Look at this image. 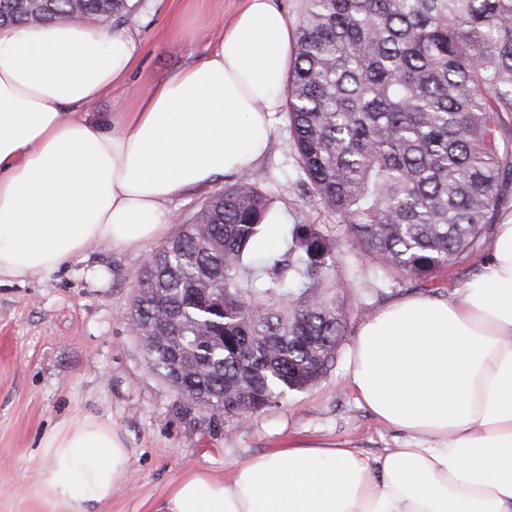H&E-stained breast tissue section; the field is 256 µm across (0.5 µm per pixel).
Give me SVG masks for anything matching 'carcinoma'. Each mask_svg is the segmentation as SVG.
I'll return each mask as SVG.
<instances>
[{"label":"carcinoma","instance_id":"cac0c4a2","mask_svg":"<svg viewBox=\"0 0 512 512\" xmlns=\"http://www.w3.org/2000/svg\"><path fill=\"white\" fill-rule=\"evenodd\" d=\"M131 0H0V25L126 22ZM304 182L362 261L442 287L512 202V0H305L288 82ZM257 183L211 196L137 276L150 370L244 423L336 367L350 306L319 224L275 230Z\"/></svg>","mask_w":512,"mask_h":512}]
</instances>
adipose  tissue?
<instances>
[{
	"label": "adipose tissue",
	"instance_id": "obj_1",
	"mask_svg": "<svg viewBox=\"0 0 512 512\" xmlns=\"http://www.w3.org/2000/svg\"><path fill=\"white\" fill-rule=\"evenodd\" d=\"M291 41L270 0H246L200 58L98 118L135 65L131 35L0 26V283L57 272L93 242L155 238L168 201L248 168L268 146ZM488 254L447 297L400 298L357 331L347 382L401 447L263 454L224 482L188 476L166 512H512L511 211ZM41 449L39 494L62 512H94L127 469L118 435L90 418Z\"/></svg>",
	"mask_w": 512,
	"mask_h": 512
}]
</instances>
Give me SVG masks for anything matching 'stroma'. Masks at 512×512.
Here are the masks:
<instances>
[{
  "instance_id": "obj_1",
  "label": "stroma",
  "mask_w": 512,
  "mask_h": 512,
  "mask_svg": "<svg viewBox=\"0 0 512 512\" xmlns=\"http://www.w3.org/2000/svg\"><path fill=\"white\" fill-rule=\"evenodd\" d=\"M242 6L243 0H141L123 25L137 42L135 68L94 111L104 117L120 111L147 85L192 63ZM287 112L283 106L272 113L269 149L252 168L174 198L167 204L171 214L190 218L211 195L247 181L270 193L288 223L318 224L335 236V217L297 174ZM160 245L157 239L127 248L93 245L58 272L0 285V512H51L34 494L45 466L42 436L83 417L111 425L129 456L99 512H157L189 475L224 481L250 458L293 444L355 448L369 457L396 447L400 432L358 403L345 381L346 365L359 325L416 293L415 283L380 295L362 292L350 266L357 248L340 239L336 281L353 313L335 370L241 425L179 402L149 370L126 326L136 277Z\"/></svg>"
}]
</instances>
